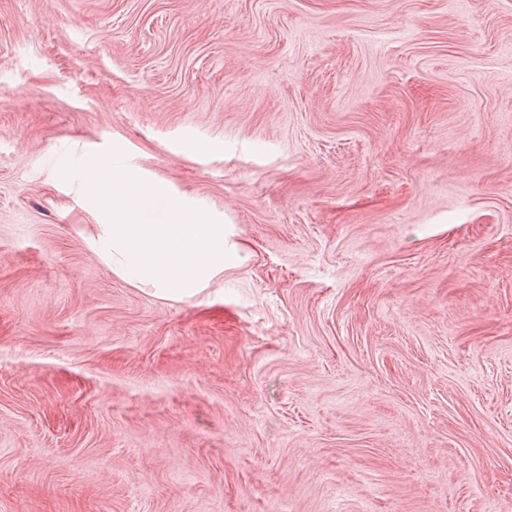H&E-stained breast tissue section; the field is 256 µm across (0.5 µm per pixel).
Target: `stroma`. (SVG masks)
<instances>
[{"mask_svg": "<svg viewBox=\"0 0 512 512\" xmlns=\"http://www.w3.org/2000/svg\"><path fill=\"white\" fill-rule=\"evenodd\" d=\"M113 145L196 296L91 247ZM0 512H512V0H0Z\"/></svg>", "mask_w": 512, "mask_h": 512, "instance_id": "stroma-1", "label": "stroma"}]
</instances>
